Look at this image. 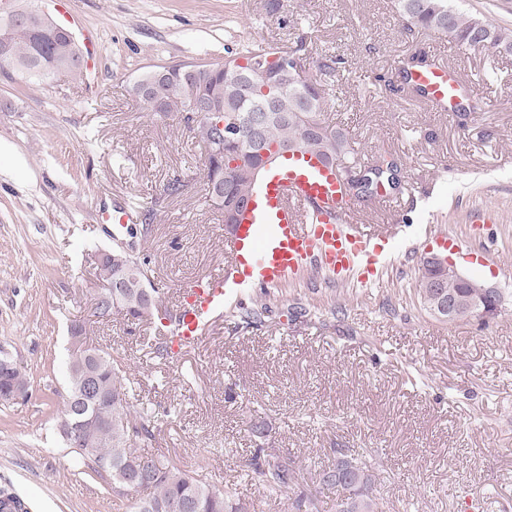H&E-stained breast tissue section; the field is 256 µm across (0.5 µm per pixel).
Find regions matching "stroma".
Listing matches in <instances>:
<instances>
[{"label":"stroma","instance_id":"35a3bbf8","mask_svg":"<svg viewBox=\"0 0 512 512\" xmlns=\"http://www.w3.org/2000/svg\"><path fill=\"white\" fill-rule=\"evenodd\" d=\"M58 15L93 44L96 82L37 85L0 69V350L29 382L25 400L0 401V488L27 512H129L63 446L68 329L80 323L162 412L152 452L237 481L251 512H297L243 481L260 447L289 450L310 489L342 455L376 454L388 512H512V54L406 36L391 0H70ZM299 44L307 74L341 97L321 118L351 133L357 173L398 158L404 191L355 206L397 225L400 246L374 286L308 274L278 288L264 325L226 320L179 360H152L142 327L93 314L96 257L113 244L100 215L154 212L140 251L172 308L179 288L223 264L224 213L179 114L149 112L132 87L160 65ZM336 55L337 74L321 73ZM412 55L444 56L468 82L453 111L395 93ZM175 179L180 192L167 194ZM440 234L492 245L486 265L459 269L501 289L495 320L443 322L421 307L414 282ZM298 304L307 315H290ZM261 423L262 439L249 430Z\"/></svg>","mask_w":512,"mask_h":512}]
</instances>
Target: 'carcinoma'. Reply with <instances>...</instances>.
I'll use <instances>...</instances> for the list:
<instances>
[{"mask_svg": "<svg viewBox=\"0 0 512 512\" xmlns=\"http://www.w3.org/2000/svg\"><path fill=\"white\" fill-rule=\"evenodd\" d=\"M451 2L392 0L408 35L426 30L467 49L512 53V31L482 18L463 15L453 9ZM2 37L10 45L8 66L35 84L47 83L56 76L51 63L81 51L64 34L17 27L0 16ZM277 54L293 56L298 63H303L297 51L279 47L242 56L246 64L254 63L265 68L261 85L270 87L276 94V112L281 114V118L270 122L265 129L270 147L297 142L301 149L322 154L332 163L352 160L354 148L349 131L330 126L320 118L323 104L327 101L323 86L314 79L309 83H299L292 72L267 64V57ZM239 66L238 58L228 57L224 59L221 70L202 69L187 75L174 72L162 79L156 78L151 70L134 83L133 91L156 114H181L184 125L204 150L206 178L221 177L235 194L248 197L257 183L254 163L248 157L239 159L233 146L220 147L213 136L216 122H227L239 113L253 112L262 103L261 95L247 96L237 83L224 79ZM380 185L397 192L404 189L399 164L390 154L379 156L366 174L350 178L349 192L356 197H370ZM151 234L152 224H141L131 231V240L112 247V253L134 266L145 280L148 279V261L136 255L137 242L134 238L146 242ZM448 292L475 302L483 300L477 289L466 288L455 281L448 282ZM126 304L128 309L124 317L133 323L155 324L170 314L156 289L153 290L151 308L142 310L133 299L126 300ZM276 308L278 298L268 292L249 305L239 302L232 313L236 318L235 328L258 327L271 319ZM91 352L90 356L68 353V381L62 409L64 423L90 427L89 437L94 448H77L70 441H65L71 453L89 469L88 475L110 484L113 498L121 501L131 499V512H249L233 487L209 480L203 474V468L180 469L165 457L146 451L155 439V410L149 403L142 402L138 408L130 404L134 397L132 381L127 375V368L112 357V351L94 347ZM87 369L95 373L98 388L107 398L91 395L77 398L76 392ZM1 377L6 385L27 383L26 373L17 362L2 353ZM141 466L149 470V480L132 491L124 490V479ZM375 470V464H368L357 457L340 458L334 466L319 474L317 489L297 493L295 507L300 512H325L322 509V490L334 489L341 493L336 500V512H386L374 494ZM246 472L271 495L287 496L298 488L297 469L286 455L258 453L246 464Z\"/></svg>", "mask_w": 512, "mask_h": 512, "instance_id": "1", "label": "carcinoma"}]
</instances>
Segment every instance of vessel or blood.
Listing matches in <instances>:
<instances>
[{"label": "vessel or blood", "mask_w": 512, "mask_h": 512, "mask_svg": "<svg viewBox=\"0 0 512 512\" xmlns=\"http://www.w3.org/2000/svg\"><path fill=\"white\" fill-rule=\"evenodd\" d=\"M427 105L447 109L460 78L441 59L412 70ZM348 163L323 165L308 156L275 166L246 211L224 231V263L179 290L176 311L160 331L174 354L196 347L222 319L227 302L248 288L275 287L317 269L368 285L381 279L398 243L393 234L361 223L347 192Z\"/></svg>", "instance_id": "vessel-or-blood-1"}]
</instances>
